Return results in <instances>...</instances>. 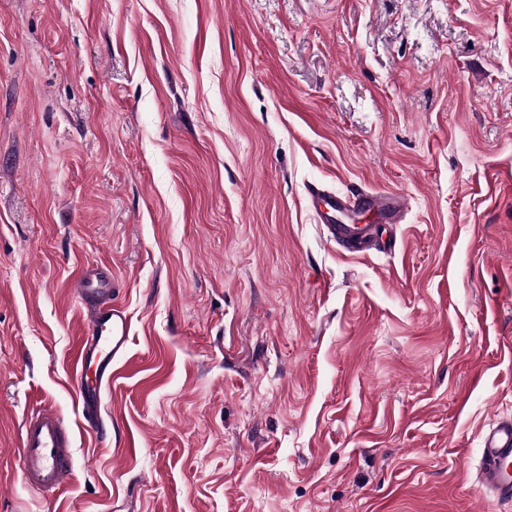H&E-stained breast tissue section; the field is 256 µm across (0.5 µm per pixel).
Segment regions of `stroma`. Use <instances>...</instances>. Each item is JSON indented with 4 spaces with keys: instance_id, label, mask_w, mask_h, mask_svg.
Here are the masks:
<instances>
[{
    "instance_id": "35a3bbf8",
    "label": "stroma",
    "mask_w": 512,
    "mask_h": 512,
    "mask_svg": "<svg viewBox=\"0 0 512 512\" xmlns=\"http://www.w3.org/2000/svg\"><path fill=\"white\" fill-rule=\"evenodd\" d=\"M315 188L405 218L353 254ZM89 263L130 321L99 437ZM509 413L512 0H0V512H512L476 488ZM20 447V470L28 485L42 494L59 493L73 463V436L63 419L50 408L27 416Z\"/></svg>"
}]
</instances>
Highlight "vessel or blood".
<instances>
[{
  "label": "vessel or blood",
  "instance_id": "1",
  "mask_svg": "<svg viewBox=\"0 0 512 512\" xmlns=\"http://www.w3.org/2000/svg\"><path fill=\"white\" fill-rule=\"evenodd\" d=\"M316 216L336 242L358 252L382 241L376 224H344L341 216L376 210L390 223L402 220L405 201L401 195L363 191L340 196L315 191ZM81 302L82 336L76 348L74 375L81 384L78 402L85 420H98L103 393L113 378L112 367L126 349L128 317L112 297V270L98 264L84 265L70 282ZM20 470L34 490L57 494L72 473L73 436L63 419L44 408L27 416L21 430ZM478 483L498 503L512 504V416L493 422L482 437L481 471Z\"/></svg>",
  "mask_w": 512,
  "mask_h": 512
}]
</instances>
